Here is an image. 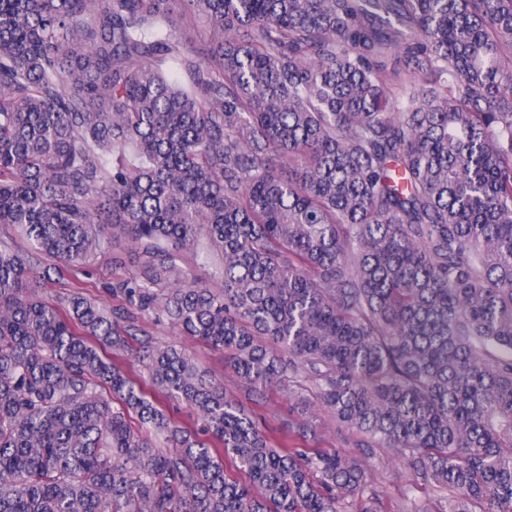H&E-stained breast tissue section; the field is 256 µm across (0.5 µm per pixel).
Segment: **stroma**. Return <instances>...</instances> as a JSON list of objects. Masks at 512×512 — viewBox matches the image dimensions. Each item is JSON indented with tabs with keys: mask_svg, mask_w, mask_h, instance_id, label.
Returning a JSON list of instances; mask_svg holds the SVG:
<instances>
[{
	"mask_svg": "<svg viewBox=\"0 0 512 512\" xmlns=\"http://www.w3.org/2000/svg\"><path fill=\"white\" fill-rule=\"evenodd\" d=\"M113 276L111 260L102 258L86 269H67L53 275L41 294L53 301L61 296L80 293L108 305L112 302L109 285ZM144 328L153 343L177 344L186 348L202 367L223 382L228 394L252 414L272 440H281L283 435L288 434L296 437V445L300 448L307 446L327 451L343 449L354 452L355 439L348 431L339 427L327 414L316 409H305V401L316 398L314 388L292 393L274 388L260 396L252 394L240 383L222 351L180 335L178 329L164 318L146 321ZM371 465L373 479L369 491L377 498L381 512H398L408 497L424 504L439 496L436 490L415 487L412 471L399 462L391 451L378 450Z\"/></svg>",
	"mask_w": 512,
	"mask_h": 512,
	"instance_id": "1",
	"label": "stroma"
}]
</instances>
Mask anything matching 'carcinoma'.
<instances>
[{
	"mask_svg": "<svg viewBox=\"0 0 512 512\" xmlns=\"http://www.w3.org/2000/svg\"><path fill=\"white\" fill-rule=\"evenodd\" d=\"M169 2L0 0V512H380L377 448L512 512V0ZM124 243L112 306L36 294ZM151 314L359 455L272 446ZM157 399L172 421L180 426L189 427L196 419L195 412L186 403L171 401L159 390L155 391Z\"/></svg>",
	"mask_w": 512,
	"mask_h": 512,
	"instance_id": "cac0c4a2",
	"label": "carcinoma"
}]
</instances>
